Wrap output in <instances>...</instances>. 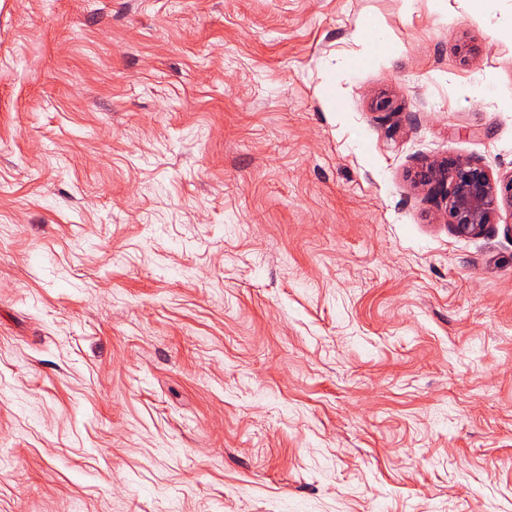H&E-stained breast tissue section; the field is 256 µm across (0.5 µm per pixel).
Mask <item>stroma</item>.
I'll list each match as a JSON object with an SVG mask.
<instances>
[{
	"label": "stroma",
	"instance_id": "35a3bbf8",
	"mask_svg": "<svg viewBox=\"0 0 512 512\" xmlns=\"http://www.w3.org/2000/svg\"><path fill=\"white\" fill-rule=\"evenodd\" d=\"M448 156L512 174V0H0V512H512ZM357 37L364 43V51L353 59H345L340 64L345 68L357 63L375 66L378 62L390 56L395 47L389 43L383 31L369 25L363 26Z\"/></svg>",
	"mask_w": 512,
	"mask_h": 512
}]
</instances>
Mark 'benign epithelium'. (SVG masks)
Segmentation results:
<instances>
[{
	"label": "benign epithelium",
	"mask_w": 512,
	"mask_h": 512,
	"mask_svg": "<svg viewBox=\"0 0 512 512\" xmlns=\"http://www.w3.org/2000/svg\"><path fill=\"white\" fill-rule=\"evenodd\" d=\"M435 201L445 203L447 222L460 236L481 233L501 209L512 211V174L495 179L481 164L462 157L428 163L415 175Z\"/></svg>",
	"instance_id": "benign-epithelium-1"
}]
</instances>
